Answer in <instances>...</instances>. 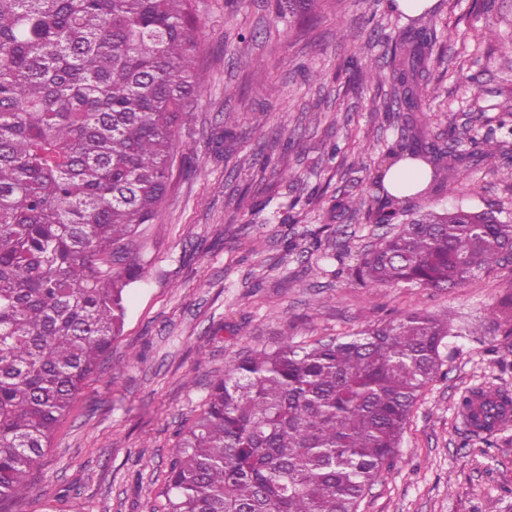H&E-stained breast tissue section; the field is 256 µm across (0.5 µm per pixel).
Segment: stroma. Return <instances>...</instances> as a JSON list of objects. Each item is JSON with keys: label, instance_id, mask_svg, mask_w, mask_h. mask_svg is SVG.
Masks as SVG:
<instances>
[{"label": "stroma", "instance_id": "obj_1", "mask_svg": "<svg viewBox=\"0 0 512 512\" xmlns=\"http://www.w3.org/2000/svg\"><path fill=\"white\" fill-rule=\"evenodd\" d=\"M196 5L202 90L177 135L192 168L174 166L165 203L131 247L146 273L126 291L121 335L57 426L30 475L32 493L0 512H160L177 434L233 360L284 336H343L415 311L452 314L454 334L441 375L420 393L398 454L359 512H512V422L486 444L458 410L467 390L512 391V341L490 314L512 290V259L459 287L367 289L350 270L385 227L331 214L337 198L371 193L395 133L386 88L351 87L341 67L351 56L387 66L385 37L402 22L387 0H320L313 17L289 22L277 18L276 0ZM433 11L430 129L481 136L512 109V0L486 11L479 0H437ZM340 26L353 33L349 43L338 42ZM228 112L238 139L220 144ZM284 133L300 189L264 164L282 152ZM455 187L409 207L512 215V144L460 172ZM304 188L318 197L294 206Z\"/></svg>", "mask_w": 512, "mask_h": 512}]
</instances>
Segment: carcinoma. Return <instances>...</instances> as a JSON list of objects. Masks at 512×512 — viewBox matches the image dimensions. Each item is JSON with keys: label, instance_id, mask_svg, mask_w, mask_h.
I'll list each match as a JSON object with an SVG mask.
<instances>
[{"label": "carcinoma", "instance_id": "1", "mask_svg": "<svg viewBox=\"0 0 512 512\" xmlns=\"http://www.w3.org/2000/svg\"><path fill=\"white\" fill-rule=\"evenodd\" d=\"M195 0H0V505L29 474L120 335L124 290L144 264L129 251L164 202L176 135L202 89ZM393 39L390 73L347 59L356 87L386 79L400 135L389 165L431 167L453 193L462 168L502 152L512 120L474 138L415 132L436 95L424 83L436 36L417 16ZM386 171L366 199L331 211H375L394 230L353 269L364 288H453L512 253V219L462 206L409 222ZM512 337V296L493 308ZM453 319L417 312L346 336L253 349L215 379L203 411L171 449L166 512H358L399 452L411 410L442 367ZM472 391L461 412L479 420Z\"/></svg>", "mask_w": 512, "mask_h": 512}]
</instances>
